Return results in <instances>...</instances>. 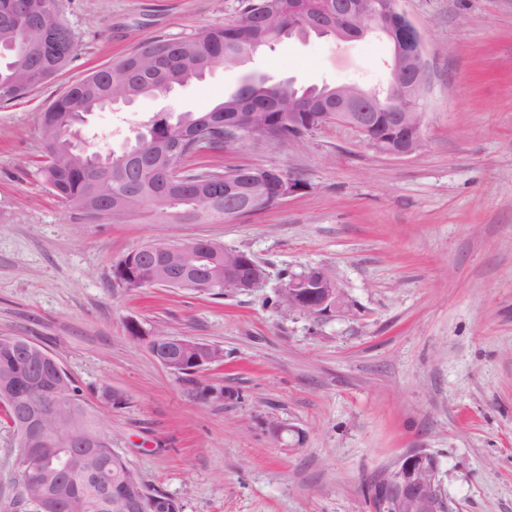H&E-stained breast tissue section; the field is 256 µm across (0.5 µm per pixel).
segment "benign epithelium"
Here are the masks:
<instances>
[{"label":"benign epithelium","mask_w":512,"mask_h":512,"mask_svg":"<svg viewBox=\"0 0 512 512\" xmlns=\"http://www.w3.org/2000/svg\"><path fill=\"white\" fill-rule=\"evenodd\" d=\"M292 9L316 12L318 33L331 35L339 42L363 38L373 32L382 31L392 41L394 54L391 65L386 109L388 116L380 121L369 112L360 111L367 100H375V94L356 86H340L328 96H288V112L294 116L308 118L306 127L299 136L336 123L350 127L358 138L376 151L394 157H405L414 153L422 143L425 113L421 101L427 90V61L424 38L417 26L401 10L398 0H292ZM227 142L248 140L257 144L277 140L270 127L259 122L249 102L241 101L234 123L225 126ZM249 191L245 207L231 195L233 183L230 175H224L226 186V213L224 219L231 220L242 209L263 211L272 202H279L301 189L289 173L277 166L251 167ZM214 241L204 237L189 242L171 245L153 243L146 248H137L134 253L140 259L159 252L185 253L200 246H211ZM173 274L183 285H193L204 292L210 287L224 284V289L240 293L259 287L265 280V269L256 258L243 250L224 249V277L217 271L207 270L200 276H187L174 268ZM288 293V311L313 318H321L336 310L346 309V295L337 278L328 269L311 267L288 276V285L281 289ZM130 329L148 340L153 356H158L156 347L163 337L150 333L136 322ZM43 361L32 367L31 378L43 386V392L31 390L29 384L15 385V409L27 437L40 444L51 439L44 420L55 418L60 411L71 405L67 394L58 388L65 370L59 361L48 352L40 351ZM223 357V350L207 343L182 336L172 340V353L161 361L168 370L180 373L186 364L199 372L213 361ZM88 451L83 440L70 442L68 448H55L51 456L57 462L56 473L72 471L77 458ZM376 501L374 512H445L446 505L440 494L439 466L436 458L422 450L404 453L394 468L385 476L375 480ZM156 498L146 491L136 495L123 493L119 502L120 512H152Z\"/></svg>","instance_id":"benign-epithelium-1"}]
</instances>
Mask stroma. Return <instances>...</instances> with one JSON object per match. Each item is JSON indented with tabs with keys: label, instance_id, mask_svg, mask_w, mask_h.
I'll list each match as a JSON object with an SVG mask.
<instances>
[{
	"label": "stroma",
	"instance_id": "stroma-1",
	"mask_svg": "<svg viewBox=\"0 0 512 512\" xmlns=\"http://www.w3.org/2000/svg\"><path fill=\"white\" fill-rule=\"evenodd\" d=\"M428 61L424 140L377 153L348 127L240 141L184 169L277 165L302 183L273 207L217 224L147 215L91 222L44 183L38 118L69 85L160 35L221 25L242 0H62L77 53L0 103V335L55 356L112 445L180 512H372L365 486L419 448L449 512H512V0H400ZM390 40L287 37L161 96L89 114L80 136L133 144L160 113L205 112L245 78L301 89L390 79ZM211 238L252 253L265 282L215 298L112 278L128 251ZM330 270L347 312L292 313L288 275ZM223 349L186 378L129 321ZM125 397L115 407L104 390ZM289 426L283 441L267 431Z\"/></svg>",
	"mask_w": 512,
	"mask_h": 512
}]
</instances>
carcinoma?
<instances>
[{
    "label": "carcinoma",
    "mask_w": 512,
    "mask_h": 512,
    "mask_svg": "<svg viewBox=\"0 0 512 512\" xmlns=\"http://www.w3.org/2000/svg\"><path fill=\"white\" fill-rule=\"evenodd\" d=\"M289 0H244L241 16L222 26L200 29L181 37H157L143 42L139 48L112 65L96 69L78 81L71 93L57 97L40 114L39 129L45 146V160L41 175L52 193L64 204L76 206L94 199L108 200L98 220L114 221L129 218L119 208L125 200L142 204L161 223L175 218L182 224H213L224 221V193L203 198L197 183L204 179L222 180L224 171L214 167L182 170V162L197 152L196 141L203 137L204 148L219 150L224 147V105L234 96L208 112H186L173 121L166 115H157L144 126V138L118 158L98 169H85L71 158L73 128L85 114L112 101V89H120L130 100L144 95L167 92L193 78L202 77L208 70L231 63L249 52L248 29L244 19L251 16L266 18L261 40L269 46L284 37L288 27L299 30L308 27L314 16L309 13L288 15ZM44 0H0V43H13L18 49L33 42L39 35V21L43 17ZM74 34L66 35L65 46L39 50L20 58L7 59L0 66V75L6 67L19 69L18 86L0 81V102L16 100L42 85L51 76L64 70L76 52ZM162 55L163 79L149 81L137 72V65L150 64L143 58L146 51ZM252 92L255 103L263 105L270 96H286L290 88L268 83L264 78L254 79ZM278 140L293 136L296 122L286 112L270 115ZM224 254V246L200 250L190 265L198 272ZM116 283L129 284L137 280L155 278V270L143 268L132 261V253L125 254L113 266ZM28 371L24 361L13 363L0 350V406L6 424L16 437L14 456L26 457L27 447L16 422L13 406L7 392ZM79 402L77 433L97 439V448L86 457L76 460L74 471L61 477L51 476L30 464V470L18 476L25 499L34 500L31 512H67V491L83 500L85 512H117L112 504V490L120 489L137 478L112 447V438L103 430L85 402L82 390L74 380H68Z\"/></svg>",
    "instance_id": "cac0c4a2"
}]
</instances>
